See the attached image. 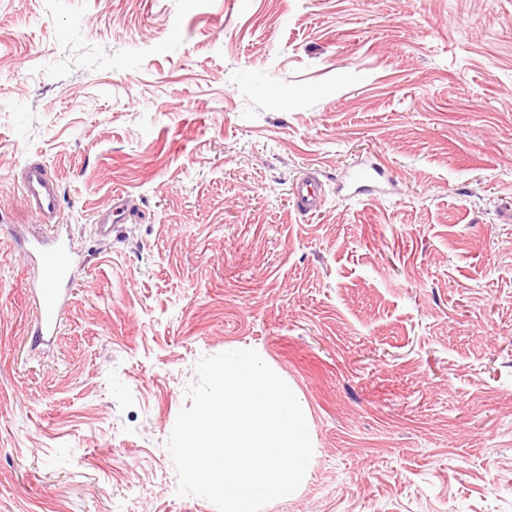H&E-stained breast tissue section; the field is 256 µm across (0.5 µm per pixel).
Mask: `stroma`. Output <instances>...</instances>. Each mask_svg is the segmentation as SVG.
I'll use <instances>...</instances> for the list:
<instances>
[{"label": "stroma", "mask_w": 512, "mask_h": 512, "mask_svg": "<svg viewBox=\"0 0 512 512\" xmlns=\"http://www.w3.org/2000/svg\"><path fill=\"white\" fill-rule=\"evenodd\" d=\"M34 161L76 251L42 340ZM510 209L512 0H0V512H216L164 442L237 349L313 435L263 512H512ZM293 196L297 210L309 213L317 209L320 203L317 184L313 180L299 182L293 188Z\"/></svg>", "instance_id": "1"}]
</instances>
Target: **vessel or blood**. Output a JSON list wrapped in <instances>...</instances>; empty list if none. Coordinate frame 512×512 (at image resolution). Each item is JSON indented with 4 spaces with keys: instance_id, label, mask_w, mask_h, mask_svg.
Returning a JSON list of instances; mask_svg holds the SVG:
<instances>
[{
    "instance_id": "vessel-or-blood-1",
    "label": "vessel or blood",
    "mask_w": 512,
    "mask_h": 512,
    "mask_svg": "<svg viewBox=\"0 0 512 512\" xmlns=\"http://www.w3.org/2000/svg\"><path fill=\"white\" fill-rule=\"evenodd\" d=\"M22 201L25 208L36 214L42 223L57 224L59 219V187L56 179L41 163L27 164L21 171ZM296 207L301 213L317 209L320 203L318 187L314 181L299 182L293 189ZM28 259L41 270V276L30 286V291L42 311L36 334L53 335L57 315L64 309L69 293L71 250L60 234L49 241L37 243L27 254Z\"/></svg>"
}]
</instances>
